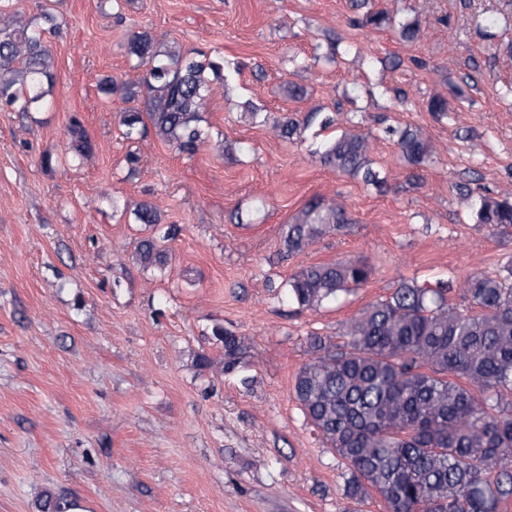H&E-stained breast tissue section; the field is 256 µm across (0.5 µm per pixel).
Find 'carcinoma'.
I'll list each match as a JSON object with an SVG mask.
<instances>
[{"label":"carcinoma","instance_id":"1","mask_svg":"<svg viewBox=\"0 0 512 512\" xmlns=\"http://www.w3.org/2000/svg\"><path fill=\"white\" fill-rule=\"evenodd\" d=\"M365 12L363 27H396L413 41L420 31L415 17L397 18L369 0H354ZM42 22L7 21L0 26V103L18 112L48 105L52 85L51 55L46 34L60 29L50 11ZM127 53L142 74L125 86L122 100L141 101L143 109L125 110L127 139L153 128L156 135L182 152H193L203 131L201 113L212 93V78L222 85L236 80L242 64L175 47L161 49L146 30L133 31ZM336 125V114L314 110L284 113L273 119L280 137L291 139L300 127ZM69 152L81 159L91 152L82 122L70 119ZM407 166L415 171L434 162L433 147L410 127L389 126ZM371 136L343 133L321 144V162L340 175L357 178L381 192L386 178L372 166ZM459 204L475 224L494 233H512V195H476L468 187ZM138 224L155 226L160 213L144 202L134 210ZM352 231L344 205L336 200L310 201L288 225V253L302 251L328 230ZM176 229L136 245L145 267L165 269ZM367 261L357 258L300 269L285 284L288 303L316 309L351 293L369 279ZM453 281L435 288L402 284L389 297L369 304L346 325L344 344L310 341L311 356L295 377L293 394L323 444L345 464V495L361 501L371 493L384 501L386 512H503L512 500V258L493 273L469 275L462 288L467 305L448 302ZM222 371L241 370L242 342L222 329Z\"/></svg>","mask_w":512,"mask_h":512}]
</instances>
